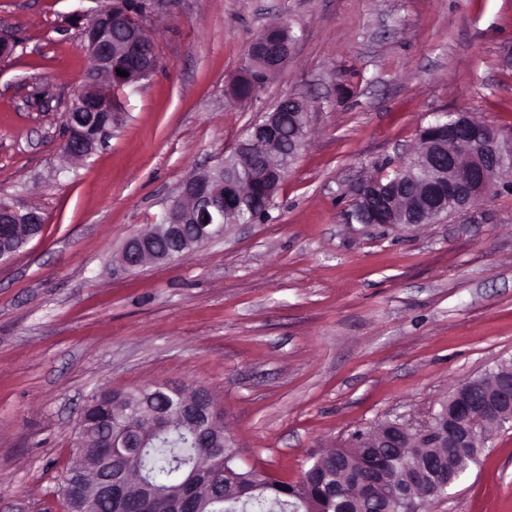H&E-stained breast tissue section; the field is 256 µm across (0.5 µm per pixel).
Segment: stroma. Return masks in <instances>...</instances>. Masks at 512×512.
<instances>
[{"instance_id": "1", "label": "stroma", "mask_w": 512, "mask_h": 512, "mask_svg": "<svg viewBox=\"0 0 512 512\" xmlns=\"http://www.w3.org/2000/svg\"><path fill=\"white\" fill-rule=\"evenodd\" d=\"M159 67L120 121L61 150L85 82L83 18L106 0H0V198L45 219L0 265V512H61L80 413L103 388H208L240 463L297 481L358 430L416 428L512 361V189L431 224H350L343 193L415 157L465 110L512 134V0H148ZM285 21L288 65L246 101L249 41ZM286 96L305 142L267 221L125 271L124 241ZM427 512H512V429Z\"/></svg>"}]
</instances>
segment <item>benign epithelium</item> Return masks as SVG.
<instances>
[{
    "label": "benign epithelium",
    "instance_id": "benign-epithelium-1",
    "mask_svg": "<svg viewBox=\"0 0 512 512\" xmlns=\"http://www.w3.org/2000/svg\"><path fill=\"white\" fill-rule=\"evenodd\" d=\"M118 0L109 3L87 19L81 32V49L85 52L89 69L83 87L74 95L64 113L65 137L62 148L68 154L89 157L104 140V133L97 132L95 115L112 107V93L116 87L140 82L155 71L146 57L144 25L139 34L112 43V26L124 18ZM293 52V44L286 48L270 45L261 49L258 62L265 72L273 75L281 71ZM127 72L117 75V70ZM290 154L297 155L307 133L308 113H295ZM424 150L412 165L397 170V177L384 185L381 179L360 185L362 199L370 209L372 224H392L396 214L411 206L417 214V223L442 212L446 203H453L452 213L479 205L495 186L497 177L503 175L506 160L512 157V135L504 137L498 132L488 136V127L468 112L448 113V123L431 126L423 131ZM264 143V148L280 154L279 118L275 112L264 114L262 121L251 126L250 135L238 142L234 155L251 153L253 144ZM422 167L430 176L421 193L403 202L400 187L412 169ZM283 181L279 160L266 159L265 165L252 184L253 191H260L270 199ZM243 195L229 168L219 163L201 173L188 176L179 185L176 195L166 206L159 221L149 224L126 239L119 254V262L126 270L141 265L146 257L157 262L168 261L190 254L200 244L224 237L225 229L233 223ZM27 223L28 237L36 236L44 224L42 215L32 209L22 211L10 204L0 206V244L17 238L18 225ZM166 239L174 246L172 252H155L150 244ZM187 419L195 420L205 411L217 420L211 393L206 389L184 396ZM489 420L496 425L512 424V370H500L488 384L479 387L465 383L448 398V417L437 420L433 440L438 448L448 449V470H453L458 454L482 446L479 427ZM419 432L406 425L386 429L372 442L375 448H397L405 454L416 449ZM412 462L406 468L403 485L410 493L420 488V481H441L445 469L432 467L410 455ZM85 480L65 482L60 499L64 512H76L73 504L93 512L99 502L107 501L114 512H127L129 498L128 477L124 472H99L92 476V493L84 489ZM164 512H197L195 491L186 490L166 498Z\"/></svg>",
    "mask_w": 512,
    "mask_h": 512
}]
</instances>
